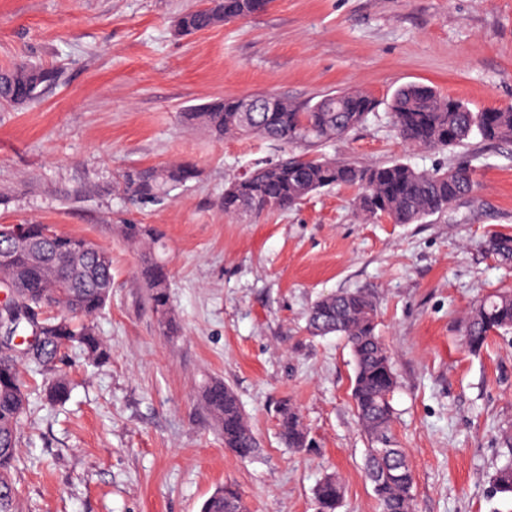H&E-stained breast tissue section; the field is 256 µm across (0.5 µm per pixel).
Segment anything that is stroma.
<instances>
[{"instance_id":"stroma-1","label":"stroma","mask_w":512,"mask_h":512,"mask_svg":"<svg viewBox=\"0 0 512 512\" xmlns=\"http://www.w3.org/2000/svg\"><path fill=\"white\" fill-rule=\"evenodd\" d=\"M200 4L0 0V69L61 73L38 104H0V224L36 220L112 257V297L95 320L110 360L70 350L63 404L29 388L14 474L23 512H199L225 484L248 512H316L313 490L331 472L343 485L336 512H381L363 469L351 351L306 329L317 299L353 289L374 298L392 356L393 433L413 464L416 512H512L493 486L512 432V334L477 354L463 343L471 304L512 288V267L485 248L512 235V144L411 150L388 114L395 90L414 83L475 112L512 107V0H273L255 17L178 33V17ZM348 88L377 107L323 153L424 171L469 157L477 188L419 224L360 223L347 187L226 216L225 186L288 148L215 140L185 123V109L253 93L300 104ZM172 161L199 170L172 200L125 187L124 172ZM125 224L164 232L177 334L148 308ZM215 377L260 440L251 459L225 448L198 401ZM284 402L298 407L309 448L281 445Z\"/></svg>"}]
</instances>
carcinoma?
I'll use <instances>...</instances> for the list:
<instances>
[{"instance_id": "cac0c4a2", "label": "carcinoma", "mask_w": 512, "mask_h": 512, "mask_svg": "<svg viewBox=\"0 0 512 512\" xmlns=\"http://www.w3.org/2000/svg\"><path fill=\"white\" fill-rule=\"evenodd\" d=\"M270 2L204 0L202 7L183 13L176 27L182 34H192L260 14ZM57 80L53 68L18 63L3 69L0 104L29 106ZM240 104L238 97L219 98L190 109L183 118L217 139L260 135L288 146L304 145L308 151L266 162L232 181L224 189L227 216L245 208L258 218L293 208L324 189L344 186L359 190L356 215L360 221L418 224L447 211L476 186L475 168L468 160L446 170L421 171L403 161L363 166L309 151L346 136L375 111L376 101L364 91L329 93L303 106L279 98L270 111L249 116L239 111ZM389 110L395 130L413 150L454 149L474 136L512 142V107L474 112L432 87L409 84L395 91ZM197 176L194 164L177 162L129 172L124 181L137 196L160 201ZM25 226L29 245L17 249L14 225L0 224V288L14 289L11 303L0 309L3 331L10 342L20 331L38 337L26 353L9 346L0 350V512H20L13 473L19 462L18 432L26 414L22 367L42 376L44 397L55 404L65 401L71 391V381L61 367L66 349L79 348L93 364L110 357L91 318L112 296V259L83 238L58 234L37 221ZM122 230L130 243L144 247L140 274L149 290L151 312L166 333L177 332L169 306L168 268L156 251L163 233L146 224H124ZM486 249L500 263L512 264V236L493 235ZM16 302L45 316L35 320L16 315ZM307 325L315 336L344 337L351 349V398L367 436L366 471L382 512H414L413 470L404 450L396 447L392 432L397 381L388 351L376 334L373 300L361 290L324 296L309 311ZM509 332L512 290L506 289L488 295L469 312L463 336L468 349L477 353L490 337ZM201 404L222 433L224 447L242 459L255 456L257 438L232 389L213 380L203 387ZM278 429L285 447L296 451L308 447V433L293 405L279 407ZM494 486L497 492L512 496V463L495 473ZM341 498L340 481L332 474L325 476L315 490L317 512H336ZM201 512H247V508L238 489L226 484L204 502Z\"/></svg>"}]
</instances>
